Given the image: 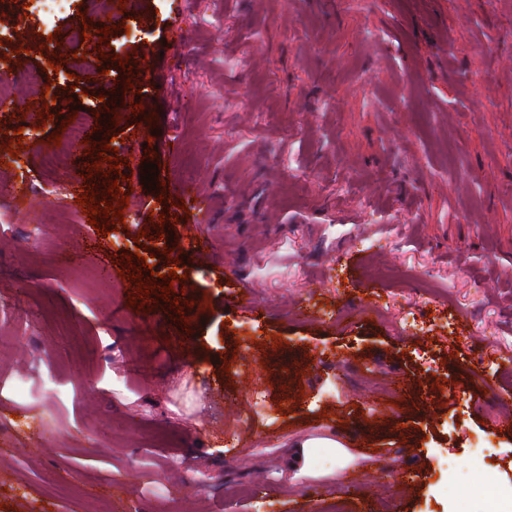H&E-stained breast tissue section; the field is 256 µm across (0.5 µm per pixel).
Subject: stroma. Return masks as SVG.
<instances>
[{
  "instance_id": "1",
  "label": "stroma",
  "mask_w": 512,
  "mask_h": 512,
  "mask_svg": "<svg viewBox=\"0 0 512 512\" xmlns=\"http://www.w3.org/2000/svg\"><path fill=\"white\" fill-rule=\"evenodd\" d=\"M26 2L0 0V129L26 143L0 165V512H481L471 485L511 491L512 0H125L70 77L46 33L96 16ZM126 55L156 74L133 101ZM21 71L52 84L16 93ZM47 93L50 119L20 120ZM77 109L99 138L47 167ZM104 140L124 164L87 174ZM114 180L105 236L51 192L99 204ZM147 251L183 309L127 279ZM242 283L266 317L229 305ZM320 437L343 464L287 467ZM343 447L344 446L341 443L330 438L304 440L302 442L296 443L293 446L295 449L290 453L288 465L291 468H297L299 465H301L303 468H306L308 465L307 448H332L334 456L338 459V456L336 455V448Z\"/></svg>"
}]
</instances>
